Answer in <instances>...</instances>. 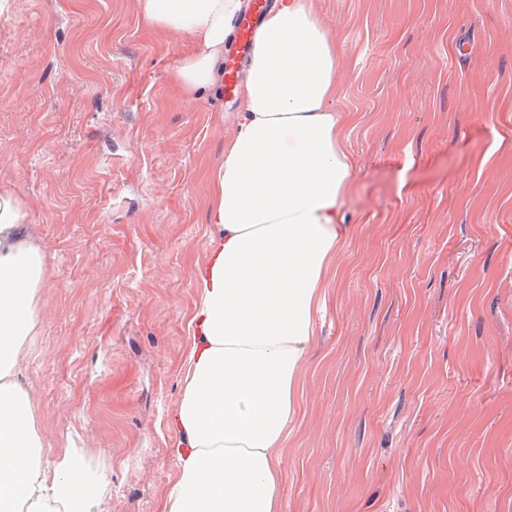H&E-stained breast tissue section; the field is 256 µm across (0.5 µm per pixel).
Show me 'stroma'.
<instances>
[{
  "mask_svg": "<svg viewBox=\"0 0 512 512\" xmlns=\"http://www.w3.org/2000/svg\"><path fill=\"white\" fill-rule=\"evenodd\" d=\"M343 43L342 246L282 452V512H512V0H313ZM138 0L0 12V183L49 276L20 361L100 512H165L171 418L234 130Z\"/></svg>",
  "mask_w": 512,
  "mask_h": 512,
  "instance_id": "stroma-1",
  "label": "stroma"
}]
</instances>
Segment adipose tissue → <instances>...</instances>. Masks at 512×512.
<instances>
[{
	"label": "adipose tissue",
	"mask_w": 512,
	"mask_h": 512,
	"mask_svg": "<svg viewBox=\"0 0 512 512\" xmlns=\"http://www.w3.org/2000/svg\"><path fill=\"white\" fill-rule=\"evenodd\" d=\"M244 0H138L143 21L195 47L177 72L201 94L220 74ZM342 44L313 0H278L247 62L235 129L213 175L206 265L172 415L178 477L167 512H280L282 451L352 175L336 111ZM0 186V512H98L109 484L78 448L44 457L35 400L19 379L48 279L43 244Z\"/></svg>",
	"instance_id": "ef3b65f1"
}]
</instances>
